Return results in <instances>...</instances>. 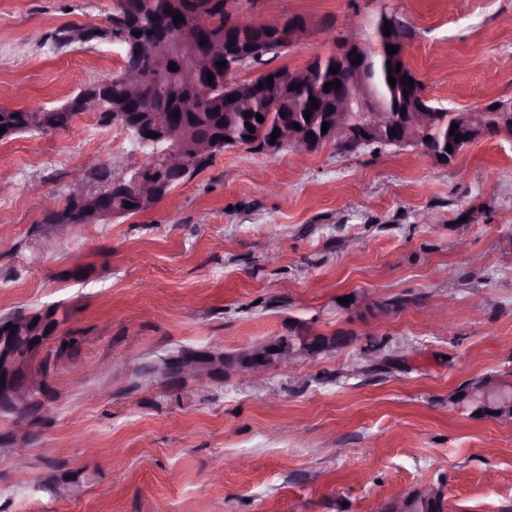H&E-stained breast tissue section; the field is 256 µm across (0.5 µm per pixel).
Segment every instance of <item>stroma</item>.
I'll list each match as a JSON object with an SVG mask.
<instances>
[{
    "label": "stroma",
    "instance_id": "obj_1",
    "mask_svg": "<svg viewBox=\"0 0 512 512\" xmlns=\"http://www.w3.org/2000/svg\"><path fill=\"white\" fill-rule=\"evenodd\" d=\"M114 3L0 0V109L51 110L118 72L112 40L53 41L104 26ZM234 8L301 21L273 69L343 40L376 45L387 14L429 99L467 111L512 100V0ZM147 160L93 112L0 143V316L56 306L79 339L25 460L0 442V512H380L431 486L445 512H512V419L448 407L478 377L512 381V134L447 164L410 147L242 146L139 214L64 237L43 224L44 196L94 190L75 170ZM292 325L343 343L291 374H141L183 348L240 350ZM67 476L81 497L55 494Z\"/></svg>",
    "mask_w": 512,
    "mask_h": 512
}]
</instances>
